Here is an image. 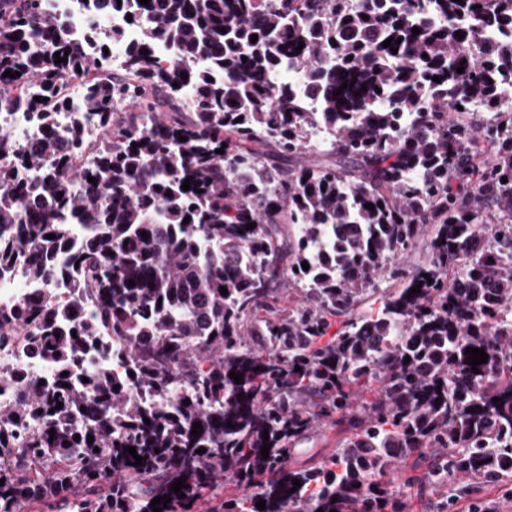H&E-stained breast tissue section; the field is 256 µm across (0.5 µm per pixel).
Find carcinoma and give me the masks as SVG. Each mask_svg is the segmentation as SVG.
Here are the masks:
<instances>
[{"mask_svg":"<svg viewBox=\"0 0 512 512\" xmlns=\"http://www.w3.org/2000/svg\"><path fill=\"white\" fill-rule=\"evenodd\" d=\"M41 2L0 0V113L40 124L30 144L0 127V273L44 284L0 307V348L20 337L57 373L0 365L18 386L0 404V512H153L164 495L161 512H191L222 480L235 493L210 512H402L441 488L447 509L512 477V0H103L143 33L116 70L120 33L93 22L88 55ZM486 28L506 39L476 51ZM283 67L316 110L274 80ZM69 77L85 80L70 143L90 115L100 132L84 169L55 129ZM317 122L335 128L326 149L306 141ZM378 294L381 314H363ZM95 336L123 373H76ZM470 347L488 355L477 374ZM321 419L345 437L295 467ZM401 461L415 480L391 477Z\"/></svg>","mask_w":512,"mask_h":512,"instance_id":"cac0c4a2","label":"carcinoma"}]
</instances>
